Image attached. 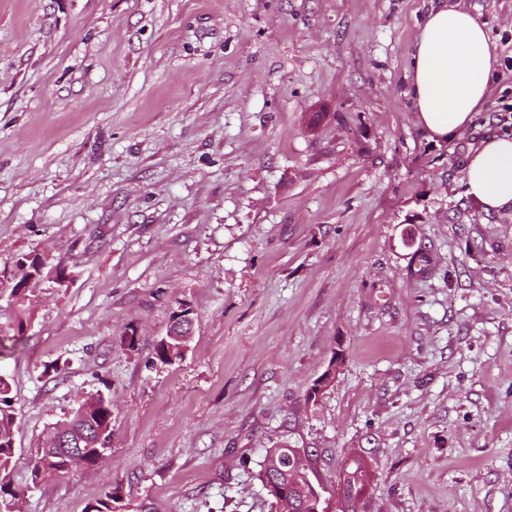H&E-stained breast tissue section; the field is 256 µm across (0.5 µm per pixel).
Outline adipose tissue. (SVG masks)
Listing matches in <instances>:
<instances>
[{
	"label": "adipose tissue",
	"instance_id": "obj_1",
	"mask_svg": "<svg viewBox=\"0 0 512 512\" xmlns=\"http://www.w3.org/2000/svg\"><path fill=\"white\" fill-rule=\"evenodd\" d=\"M498 65L483 23L459 0H437L410 56V101L417 125L437 140L464 130L489 95ZM467 195L485 212L512 210V136L495 135L469 151Z\"/></svg>",
	"mask_w": 512,
	"mask_h": 512
}]
</instances>
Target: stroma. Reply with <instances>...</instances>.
<instances>
[{"mask_svg": "<svg viewBox=\"0 0 512 512\" xmlns=\"http://www.w3.org/2000/svg\"><path fill=\"white\" fill-rule=\"evenodd\" d=\"M463 3L499 65L434 141L408 95L432 0H0V270L72 273L0 353L21 512L110 487L116 512H273L279 445L329 488L364 459L360 512H512V215L463 185L469 147L512 135V0ZM96 391L106 457L33 486L44 430ZM186 344V338L165 336L155 348L156 358L164 364L174 363L175 360H180L183 357L182 348Z\"/></svg>", "mask_w": 512, "mask_h": 512, "instance_id": "obj_1", "label": "stroma"}]
</instances>
